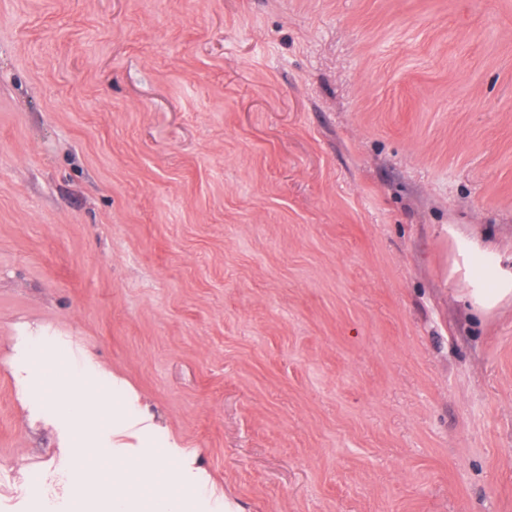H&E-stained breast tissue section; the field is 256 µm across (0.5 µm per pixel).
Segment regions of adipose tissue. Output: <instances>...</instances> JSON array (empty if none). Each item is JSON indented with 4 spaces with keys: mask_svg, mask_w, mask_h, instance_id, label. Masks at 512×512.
Segmentation results:
<instances>
[{
    "mask_svg": "<svg viewBox=\"0 0 512 512\" xmlns=\"http://www.w3.org/2000/svg\"><path fill=\"white\" fill-rule=\"evenodd\" d=\"M457 245L465 267L467 297L474 309L490 311L512 299V267L485 263L490 243L474 236L458 238Z\"/></svg>",
    "mask_w": 512,
    "mask_h": 512,
    "instance_id": "obj_1",
    "label": "adipose tissue"
}]
</instances>
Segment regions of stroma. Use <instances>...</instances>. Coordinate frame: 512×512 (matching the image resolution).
Segmentation results:
<instances>
[{
    "mask_svg": "<svg viewBox=\"0 0 512 512\" xmlns=\"http://www.w3.org/2000/svg\"><path fill=\"white\" fill-rule=\"evenodd\" d=\"M512 0H0V512L81 493L15 377L128 381L242 512H512ZM458 252L465 267V285L470 304L478 311H491L512 298V267L502 259L489 267L485 258L492 245L479 237H458Z\"/></svg>",
    "mask_w": 512,
    "mask_h": 512,
    "instance_id": "1",
    "label": "stroma"
}]
</instances>
